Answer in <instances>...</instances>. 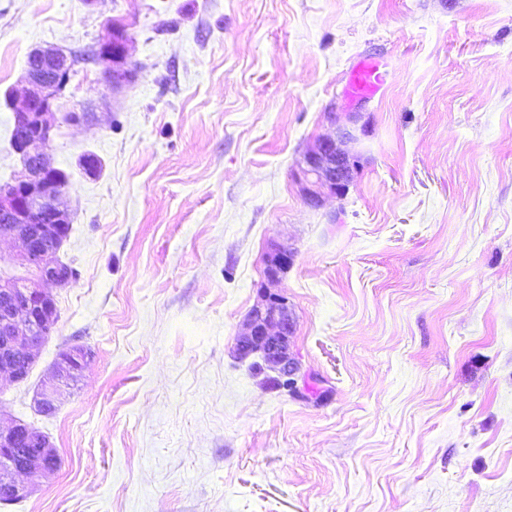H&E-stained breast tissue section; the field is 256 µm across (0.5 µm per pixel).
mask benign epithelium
<instances>
[{
    "label": "benign epithelium",
    "instance_id": "1",
    "mask_svg": "<svg viewBox=\"0 0 512 512\" xmlns=\"http://www.w3.org/2000/svg\"><path fill=\"white\" fill-rule=\"evenodd\" d=\"M94 54L102 58L106 83L115 88L128 79V40L120 25L112 24V42L96 46ZM75 65V58L60 49H32L25 68L23 102L13 112L15 151L25 174L0 190V231L12 232L20 239L22 249L13 262L25 269L27 276L0 277V373L8 374L16 383L28 377L34 350L42 343L37 334L57 322L53 290L72 280L71 271L56 259L71 224L70 214L61 204L63 173L51 165L44 148L57 120L55 102ZM325 116L337 136L318 139L295 172L302 197L312 207L320 206L328 195H344L357 168V161L341 144L355 138L362 128V115L333 107ZM293 261L294 253L285 246L267 253L257 300L236 342L239 357L260 356L262 370L270 373L268 379L287 383L289 392L297 389L298 365L292 352L294 318L279 284ZM91 359V351L84 346L62 350L51 380L36 393L37 410H55L61 391L77 384ZM57 465L56 448L31 424L12 421L0 427V484L18 498L29 496Z\"/></svg>",
    "mask_w": 512,
    "mask_h": 512
}]
</instances>
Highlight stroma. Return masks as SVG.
<instances>
[{
  "label": "stroma",
  "mask_w": 512,
  "mask_h": 512,
  "mask_svg": "<svg viewBox=\"0 0 512 512\" xmlns=\"http://www.w3.org/2000/svg\"><path fill=\"white\" fill-rule=\"evenodd\" d=\"M113 22L118 89L83 58ZM39 46L80 57L58 105L89 119L46 147L77 275L0 377L61 466L0 512H512V0H0V184ZM367 58L385 85L352 97ZM334 106L359 170L312 208L295 172ZM275 244L296 395L235 352ZM72 345L94 358L38 413Z\"/></svg>",
  "instance_id": "35a3bbf8"
}]
</instances>
